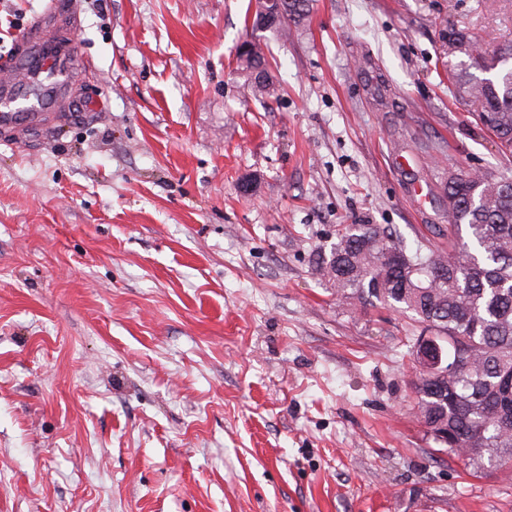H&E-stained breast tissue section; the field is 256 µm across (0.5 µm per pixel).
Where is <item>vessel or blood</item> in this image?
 Wrapping results in <instances>:
<instances>
[{"instance_id": "vessel-or-blood-1", "label": "vessel or blood", "mask_w": 512, "mask_h": 512, "mask_svg": "<svg viewBox=\"0 0 512 512\" xmlns=\"http://www.w3.org/2000/svg\"><path fill=\"white\" fill-rule=\"evenodd\" d=\"M76 21L62 0H46L17 36L18 71L0 75V129L50 133L61 122L57 109L84 66L70 39Z\"/></svg>"}]
</instances>
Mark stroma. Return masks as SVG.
I'll use <instances>...</instances> for the list:
<instances>
[{
	"mask_svg": "<svg viewBox=\"0 0 512 512\" xmlns=\"http://www.w3.org/2000/svg\"><path fill=\"white\" fill-rule=\"evenodd\" d=\"M70 2L69 118L0 143V512H512L414 413L421 325L311 264L342 224L437 242L450 171L512 173L447 51L512 0H313L264 100L253 0ZM251 51L244 58L238 56V59L243 67V70L248 72L251 82L252 91L256 96H265L270 93V90L273 91V80L271 78V82L268 84L258 83L253 77L254 70L260 67H263L268 72V59L266 57V52L260 43L251 42Z\"/></svg>",
	"mask_w": 512,
	"mask_h": 512,
	"instance_id": "1",
	"label": "stroma"
}]
</instances>
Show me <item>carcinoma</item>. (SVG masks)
Returning <instances> with one entry per match:
<instances>
[{"label":"carcinoma","instance_id":"carcinoma-1","mask_svg":"<svg viewBox=\"0 0 512 512\" xmlns=\"http://www.w3.org/2000/svg\"><path fill=\"white\" fill-rule=\"evenodd\" d=\"M311 0H283L268 28L287 32L310 11ZM454 58L465 67L451 83L478 106L476 118L512 149V39L476 48L466 27L448 28ZM257 96L273 83H258L268 68L261 44L239 58ZM448 243L411 251L380 224H345L315 270L346 302H376L409 312L424 330L442 337L453 370L440 376L417 368L412 388L418 420L438 453L476 469L512 466V176L460 169L448 176Z\"/></svg>","mask_w":512,"mask_h":512}]
</instances>
